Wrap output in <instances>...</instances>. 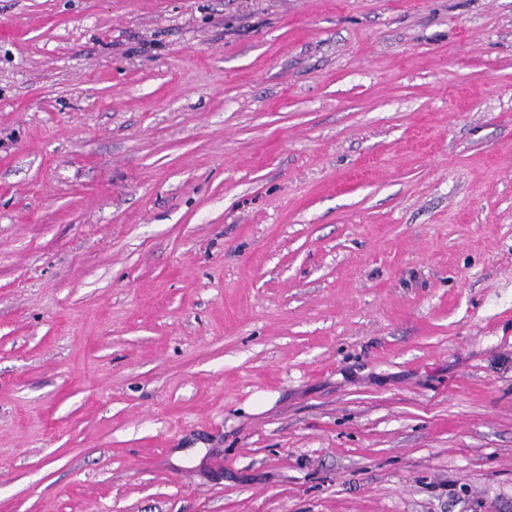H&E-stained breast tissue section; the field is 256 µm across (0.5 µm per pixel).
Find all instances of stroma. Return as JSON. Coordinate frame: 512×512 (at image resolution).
<instances>
[{
  "mask_svg": "<svg viewBox=\"0 0 512 512\" xmlns=\"http://www.w3.org/2000/svg\"><path fill=\"white\" fill-rule=\"evenodd\" d=\"M0 512H512V0H0Z\"/></svg>",
  "mask_w": 512,
  "mask_h": 512,
  "instance_id": "35a3bbf8",
  "label": "stroma"
}]
</instances>
